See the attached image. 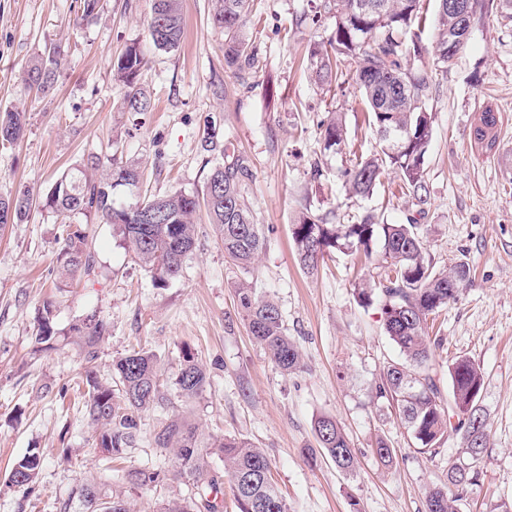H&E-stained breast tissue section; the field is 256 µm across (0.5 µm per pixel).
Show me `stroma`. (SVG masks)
Wrapping results in <instances>:
<instances>
[{"label": "stroma", "mask_w": 512, "mask_h": 512, "mask_svg": "<svg viewBox=\"0 0 512 512\" xmlns=\"http://www.w3.org/2000/svg\"><path fill=\"white\" fill-rule=\"evenodd\" d=\"M319 0H253L242 35L257 50L254 67L224 66V32L211 23L216 0H182L184 39L177 50L154 49L147 27L151 0H101L98 17L78 20L80 0H0V112L27 114L18 141L0 145V197L21 188L46 193L88 153L144 167L152 193L202 191L225 145L246 159L252 176L244 195L265 233L253 273L258 288L279 304L303 366L285 375L256 344L238 307L245 275L224 256L205 215H197L193 255L179 277L155 287L112 227L86 221L99 266L92 281H69L57 312L60 325L94 312L111 326L97 372L112 377L116 356L145 347L173 373L191 351L208 382L190 406L203 434L237 437L263 448L273 480L292 512H424L428 490L445 484L460 436L449 432L436 454L418 450L399 417L376 395L375 383L399 351L385 335L378 305L361 304L356 274L375 275L373 264L353 272L343 254L326 258L317 276L295 260L291 232L303 208L347 223L373 210L386 223L417 220L436 268L466 258L470 282L438 321L442 345L431 372L448 387L452 358L464 356L484 374L481 404L488 449L479 483L460 512H491L512 499V27L493 12L478 14L465 49L449 62L432 54L414 59L432 77L426 105L434 136L425 155L430 202L417 214L386 173L372 196L348 198L339 178L354 154L370 153L379 137L368 123L348 75L323 91L307 67L311 43L329 38L332 20L313 21ZM151 58L141 84L154 108L125 112L111 60L130 43ZM50 47L61 55L49 94L30 86L29 61ZM501 117L499 152L471 145L470 130L485 106ZM337 113L346 144L324 151L320 124ZM213 149H206L205 139ZM321 164V177L312 174ZM64 231L53 214L35 210L28 223L0 232V512H55L86 480L108 479L125 489L126 469L174 468L172 455L151 438L163 412L140 416V432L124 461L104 475L93 447V428L79 401L82 370L73 339L36 351L34 318L45 297L59 292L56 258ZM342 426L360 461L357 474L336 470L327 457L308 461L316 447L315 417ZM395 448V462L377 464V439ZM74 451L71 463L62 448ZM39 449L43 464L29 497L8 490L15 460Z\"/></svg>", "instance_id": "1"}]
</instances>
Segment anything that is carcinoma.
<instances>
[{
  "mask_svg": "<svg viewBox=\"0 0 512 512\" xmlns=\"http://www.w3.org/2000/svg\"><path fill=\"white\" fill-rule=\"evenodd\" d=\"M212 15L214 26L224 31V65L237 71L251 66L253 55L241 35L251 0H217ZM437 2L439 34L431 48L418 39L405 41L409 28L423 20L420 0H321L319 9L333 19V34L327 43L314 44L307 59L316 80L326 87L336 82L337 66L350 64V78L358 87L369 122L376 130L395 129L403 135L402 146L394 151L380 149L355 159L341 171L349 195L366 197L373 192L382 174L391 169L400 179V190L416 208L425 212L430 201L424 177V155L433 137V117L426 99L431 76L414 68L411 59L429 51L446 63L465 47L468 38L460 32L477 12L493 5L506 24H512V0H457L461 8L448 10V0ZM148 31L154 47L163 52L179 48L184 35L181 0H153ZM59 51L52 49L28 66L27 80L43 94L55 83ZM149 60L134 43L112 60V75L121 87V105L128 112H148L151 95L140 86L139 76ZM499 113L490 106L480 112L471 130L474 147L491 153L499 150ZM25 126V113L8 111L0 115V143L18 140ZM323 150L336 151L346 139L343 124L332 116L323 123ZM100 158L90 156L74 171L62 176L44 195L25 188L12 197L0 198V210L14 209L13 223L23 224L32 210H50L66 225V236L57 256L63 279L93 280L98 276L95 256L88 235L79 224L68 220L94 215L112 225L132 252L135 261L153 273L164 286L180 276L185 260L196 247L195 217L204 210L219 237L224 255L244 273L255 269L265 247L262 225L254 218L244 196L243 182L250 172L242 156L224 147V163L210 172L202 193L176 190L164 195L136 196L124 181L144 183V171L117 158L110 159L105 174L96 176ZM143 204L155 215L154 223L144 226L135 219L133 207ZM418 225L385 224L374 212H366L350 224H329L309 211L300 212L292 224L296 260L309 274L318 273L325 258L336 252L369 258L380 247L377 280L359 289L361 303H378L386 335L399 348L402 359L388 363L376 385L377 393L397 409L401 423L416 447L423 453H436V447L452 429L461 436L462 446L455 462L448 466V483L431 488L425 499V512H459V504L480 478V463L487 453L486 416L481 405L484 376L479 365L467 357L448 367V399L430 373L434 350L441 339L429 335L436 314L458 297L469 280L468 262L459 260L448 269L438 270L427 258ZM239 306L254 341L283 374L300 369L301 355L288 336L278 304L262 295L251 283L237 288ZM61 303L57 298L43 301L35 316V343L39 351L53 348L60 336H72L82 360V383L87 388L85 408L94 428L95 448L104 458L127 454L138 437V413L163 404L168 390L185 403L204 390L206 369L194 357L184 354L179 368L163 377L159 357L141 348L112 360L116 383L100 380L96 362L100 344L110 333V323L93 313L62 327L56 320ZM319 450L336 469L346 475L356 473L359 460L336 419L321 415L314 421ZM153 444L170 451L176 470L139 467L127 471L125 482L131 489L156 490L171 478H181L190 486L187 497L163 499L156 512H219L224 503V482H229L238 512H290L287 499L271 478L270 461L261 448L222 437L207 438L184 415L174 414L154 431ZM373 453L384 466L394 462V449L380 438ZM224 462V477L213 474L210 458ZM42 468L38 449L32 448L13 464L7 487L26 498ZM83 502L86 512H104L102 502L112 512H134L122 494L83 482L72 491Z\"/></svg>",
  "mask_w": 512,
  "mask_h": 512,
  "instance_id": "cac0c4a2",
  "label": "carcinoma"
}]
</instances>
